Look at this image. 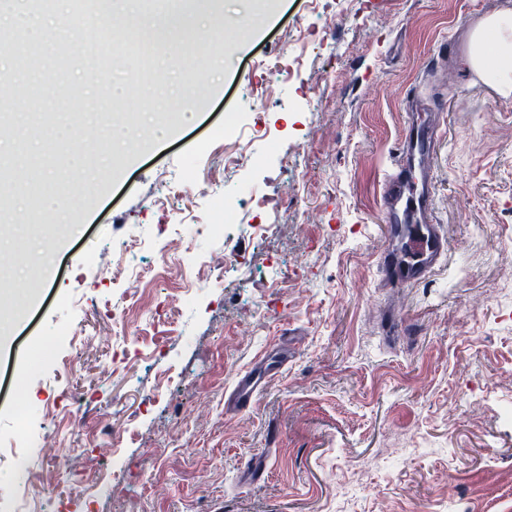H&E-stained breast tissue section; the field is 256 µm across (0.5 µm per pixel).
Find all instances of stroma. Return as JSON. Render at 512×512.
Instances as JSON below:
<instances>
[{
    "label": "stroma",
    "instance_id": "obj_1",
    "mask_svg": "<svg viewBox=\"0 0 512 512\" xmlns=\"http://www.w3.org/2000/svg\"><path fill=\"white\" fill-rule=\"evenodd\" d=\"M93 0L21 17L62 20ZM234 25L176 45L132 42L114 61L120 104L100 124V87L81 62L63 96L13 109L0 129V450L56 441L29 475L0 465V512L29 485L40 512H512V96L468 63L471 30L512 0H219ZM260 34L231 59L240 30ZM449 42L447 59L438 47ZM190 87L191 122L163 140L158 87ZM445 113L433 160V217L448 238L434 275L383 287L382 193L397 162L406 100ZM250 161L224 163V125ZM69 128L129 152L69 224L31 193L50 132ZM168 210L154 207L157 197ZM254 224L268 225L265 237ZM62 245L44 253L53 237ZM135 240L133 252L121 245ZM227 257L224 276L184 287L186 259ZM167 281L138 275L159 258ZM37 303L18 306L21 286ZM130 309L124 335L112 317ZM405 330L395 333L393 322ZM289 341L282 374L254 406L228 411L237 376ZM84 399L80 418L74 399ZM122 431L109 445L106 425ZM259 461L258 480L242 473ZM96 464L82 498L58 472Z\"/></svg>",
    "mask_w": 512,
    "mask_h": 512
}]
</instances>
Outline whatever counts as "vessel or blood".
Returning <instances> with one entry per match:
<instances>
[{"label": "vessel or blood", "instance_id": "b4317fda", "mask_svg": "<svg viewBox=\"0 0 512 512\" xmlns=\"http://www.w3.org/2000/svg\"><path fill=\"white\" fill-rule=\"evenodd\" d=\"M445 115L434 112L425 120L408 114L402 141V162L384 182L382 212L387 246L380 267L385 287L398 288L425 280L448 252V239L432 217L434 184L431 160ZM288 363L280 352L275 363L242 373L231 392L235 410H247L268 380L280 374Z\"/></svg>", "mask_w": 512, "mask_h": 512}]
</instances>
